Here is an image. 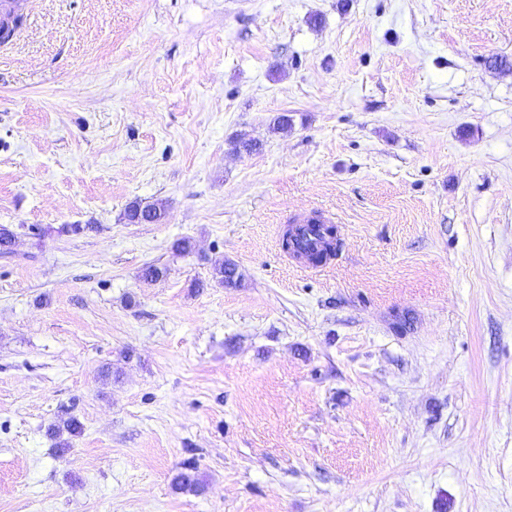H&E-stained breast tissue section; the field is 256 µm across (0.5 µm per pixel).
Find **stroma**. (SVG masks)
I'll use <instances>...</instances> for the list:
<instances>
[{"label": "stroma", "mask_w": 512, "mask_h": 512, "mask_svg": "<svg viewBox=\"0 0 512 512\" xmlns=\"http://www.w3.org/2000/svg\"><path fill=\"white\" fill-rule=\"evenodd\" d=\"M22 14L0 512H512V0ZM134 201L165 220L126 223ZM314 208L341 227L320 272L281 248ZM188 462L203 494L172 486Z\"/></svg>", "instance_id": "35a3bbf8"}]
</instances>
